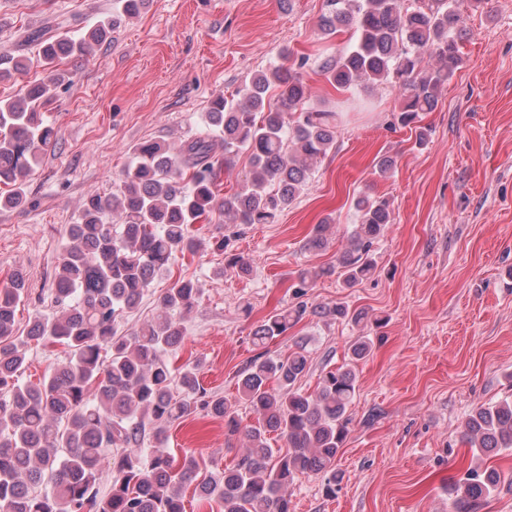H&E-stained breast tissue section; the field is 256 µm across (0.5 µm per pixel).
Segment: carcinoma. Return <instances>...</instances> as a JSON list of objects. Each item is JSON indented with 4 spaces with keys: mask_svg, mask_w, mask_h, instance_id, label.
<instances>
[{
    "mask_svg": "<svg viewBox=\"0 0 512 512\" xmlns=\"http://www.w3.org/2000/svg\"><path fill=\"white\" fill-rule=\"evenodd\" d=\"M144 5L118 0L112 16L78 37L28 33L40 45L46 76L21 95L0 98V184L10 187L0 194V209L30 204L27 180L56 143L58 129L42 109L67 85L63 59H86L93 46L110 39L121 17L138 16ZM459 24L455 0H428L412 11L401 0H327L321 31L331 35L352 26L356 38L322 69L340 87L399 86L398 122L416 126L422 146L420 113L435 109L440 88L461 64ZM427 56L436 67L423 65ZM307 98L302 80L275 65L252 74L239 97L213 99L205 133L175 150L158 141L135 145L118 188L89 198L69 225L53 309L36 314L22 336L15 314L26 295L23 275L14 273L10 287L0 289V512H185L183 490L194 481L200 499L217 502L220 512H291L288 488L311 475L334 496L336 457L357 393L355 367L372 343L360 337L350 347L351 363L323 373L312 392L298 386L308 371L307 346L298 342L296 350L272 355L268 345L309 313L359 324L361 311L343 304L310 310L302 300L268 315L252 332L263 352L240 374L233 402L201 387V362L173 369L167 361L185 336L180 314L201 294L194 282L173 281L155 320L129 334L118 329L120 315L139 305L177 256L200 253L190 225L214 212L226 224H274L301 194L311 166L336 143L335 112L307 107ZM217 138L224 154L245 153L251 164L228 199L218 190L223 162ZM354 208L358 222L340 259L348 287L373 274L369 253L393 222L386 199L359 195ZM329 273H302L295 294L306 296ZM31 345L64 352L36 383L20 381ZM198 408L223 420L228 434L243 437V450L218 474L202 475L195 456L164 446L167 427ZM148 431L155 445L145 448ZM272 433L286 441V451L271 447ZM460 433L479 454L511 450L512 396L475 406ZM500 481L494 469L470 467L448 489L456 512H467Z\"/></svg>",
    "mask_w": 512,
    "mask_h": 512,
    "instance_id": "obj_1",
    "label": "carcinoma"
}]
</instances>
